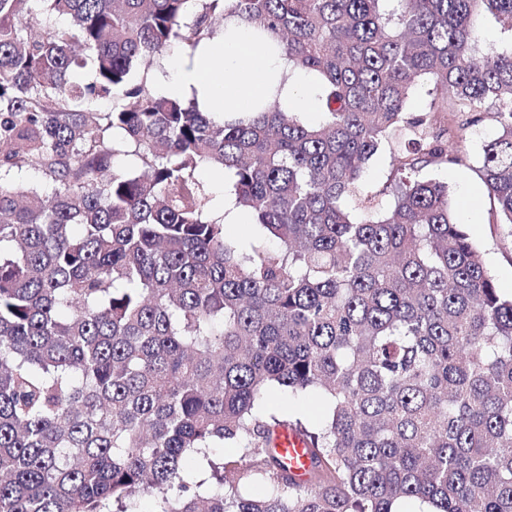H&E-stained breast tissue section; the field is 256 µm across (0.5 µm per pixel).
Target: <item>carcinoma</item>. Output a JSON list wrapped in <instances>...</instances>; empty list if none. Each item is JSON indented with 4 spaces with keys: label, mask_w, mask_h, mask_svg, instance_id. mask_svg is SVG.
Masks as SVG:
<instances>
[{
    "label": "carcinoma",
    "mask_w": 512,
    "mask_h": 512,
    "mask_svg": "<svg viewBox=\"0 0 512 512\" xmlns=\"http://www.w3.org/2000/svg\"><path fill=\"white\" fill-rule=\"evenodd\" d=\"M386 2L0 0V180L36 166L53 184L0 183V512L138 493L159 512H512V296L448 185L420 177L470 167L448 143L492 119L479 172L512 234V48L483 54L478 30L512 29V0ZM41 14L66 24L28 29ZM232 17L320 76V124L276 101L226 120L135 79L177 41L221 55ZM396 135L380 212L360 183ZM202 164L277 249L226 238ZM273 388L322 394L326 422L259 416ZM283 430L308 449L303 481ZM224 445L239 458L213 457ZM432 88L433 86L428 80H420L410 95L407 111L426 112L433 98ZM275 446L277 453L293 471L302 473L308 467L309 455L296 436L284 432L275 440Z\"/></svg>",
    "instance_id": "carcinoma-1"
}]
</instances>
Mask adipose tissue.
<instances>
[{"mask_svg": "<svg viewBox=\"0 0 512 512\" xmlns=\"http://www.w3.org/2000/svg\"><path fill=\"white\" fill-rule=\"evenodd\" d=\"M258 59V69L246 62ZM168 72L159 76L157 90L166 96L197 98L202 110L234 117L254 111L268 96L270 85L280 88L278 100L288 112H318L322 109L321 79L294 67L283 49L264 47L251 29L237 27L224 40L221 60L209 51L196 50L190 57L170 59Z\"/></svg>", "mask_w": 512, "mask_h": 512, "instance_id": "ef3b65f1", "label": "adipose tissue"}]
</instances>
